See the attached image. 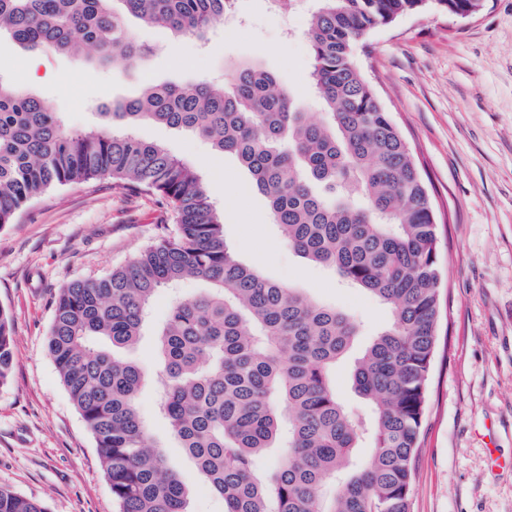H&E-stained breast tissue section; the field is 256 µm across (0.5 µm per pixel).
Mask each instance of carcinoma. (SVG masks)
<instances>
[{
  "label": "carcinoma",
  "instance_id": "cac0c4a2",
  "mask_svg": "<svg viewBox=\"0 0 512 512\" xmlns=\"http://www.w3.org/2000/svg\"><path fill=\"white\" fill-rule=\"evenodd\" d=\"M229 2L0 0V45L139 66L151 50L125 16L202 39ZM426 8L473 16L483 0H315L311 79L324 110L316 122L250 64L227 87L147 84L86 131L0 80V227L50 188L102 178L156 192L175 211L174 229L125 264L60 288L48 336L118 512H188L190 490L139 412L142 371L119 354L139 341L157 291L188 278L209 288L174 301L156 332L161 409L224 512H409L440 310L438 224L411 148L353 47ZM145 121L235 155L289 248L389 308L390 322L352 371L368 414L344 406L332 380L360 323L242 264L201 175L164 147L115 131ZM13 358L11 319L0 309V385ZM364 441L371 454L355 466ZM268 448L283 452L261 474L256 462ZM0 512L45 508L0 488Z\"/></svg>",
  "mask_w": 512,
  "mask_h": 512
}]
</instances>
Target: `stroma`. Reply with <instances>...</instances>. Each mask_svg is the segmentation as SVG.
<instances>
[{"label": "stroma", "mask_w": 512, "mask_h": 512, "mask_svg": "<svg viewBox=\"0 0 512 512\" xmlns=\"http://www.w3.org/2000/svg\"><path fill=\"white\" fill-rule=\"evenodd\" d=\"M308 0L293 9L232 0L206 39L176 36L129 20L153 49L141 68H94L54 52L0 48V77L38 95L73 128L100 127L96 106L140 84L222 83L256 64L320 117L311 81ZM355 61L411 147L432 195L443 269L440 321L420 433L410 512H512V471L491 469L478 434L492 428L512 455V0H484L461 18L429 8L369 31ZM45 77L27 79L31 60ZM135 134L197 170L224 215V239L244 265L347 310L373 334L388 309L288 248L264 197L234 156L190 132L144 123ZM175 215L156 193L110 180L54 188L0 228V308L11 317L14 362L0 385V487L47 512H115L94 440L47 352L59 288L98 278L162 235ZM206 282L187 279L154 297L144 334L125 352L145 374L141 413L155 443L192 488L189 512H224L157 409L161 361L155 333L174 297Z\"/></svg>", "instance_id": "1"}]
</instances>
